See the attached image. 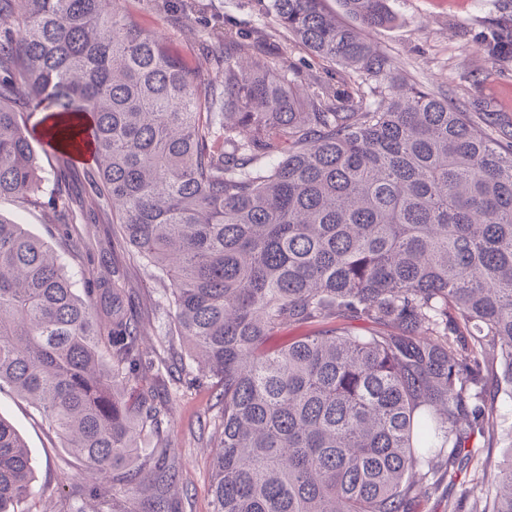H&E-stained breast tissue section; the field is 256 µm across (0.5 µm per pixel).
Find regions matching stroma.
<instances>
[{"label": "stroma", "instance_id": "stroma-1", "mask_svg": "<svg viewBox=\"0 0 512 512\" xmlns=\"http://www.w3.org/2000/svg\"><path fill=\"white\" fill-rule=\"evenodd\" d=\"M143 30L161 36L170 51L189 68L208 70L200 42L220 49L224 26L244 32L262 29L280 41L288 36L272 17L263 15L257 0H120ZM396 23L376 29L372 41L390 55L409 82L447 91L461 109L482 101L494 112L497 131L512 133V63L487 57L486 40L500 26H512V8L502 0H389ZM0 215L13 219L47 240L59 252L78 244L70 255L71 271L87 270L94 279H111L113 268L125 269L130 288L139 299L154 292L155 282L124 250H110L112 227L99 225L94 235L78 240L72 225L49 209L22 207L0 200ZM169 440L176 450L184 492L182 512H212L209 481L217 443L212 434L222 420V406L204 388H189L178 380L168 383ZM498 429L494 440H473L477 454L465 481L440 485L420 497L415 512H448L452 499H467L486 469L496 468L504 450L512 444V401L496 403ZM0 416L24 437L34 462L37 512H60L76 484L82 483L81 466L62 468L63 454L57 441L48 438L40 415L27 400L10 389L0 390Z\"/></svg>", "mask_w": 512, "mask_h": 512}]
</instances>
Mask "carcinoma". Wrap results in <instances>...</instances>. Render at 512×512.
I'll return each mask as SVG.
<instances>
[{"instance_id": "1", "label": "carcinoma", "mask_w": 512, "mask_h": 512, "mask_svg": "<svg viewBox=\"0 0 512 512\" xmlns=\"http://www.w3.org/2000/svg\"><path fill=\"white\" fill-rule=\"evenodd\" d=\"M288 34L229 28L187 68L118 0H0V199L96 224L44 178L18 108L52 111L59 174L93 148L83 191L163 283L170 356L141 343L120 274H69L0 215V390L28 399L93 496L178 512L179 470L158 392L187 347L223 404L212 512H413L467 476L474 437L512 398V145L442 90L412 84L369 38L388 0H260ZM339 69L305 95L288 47ZM488 54L512 62V27ZM153 447L139 448L141 437ZM35 471L0 417V512H31ZM473 500L512 512V448Z\"/></svg>"}]
</instances>
